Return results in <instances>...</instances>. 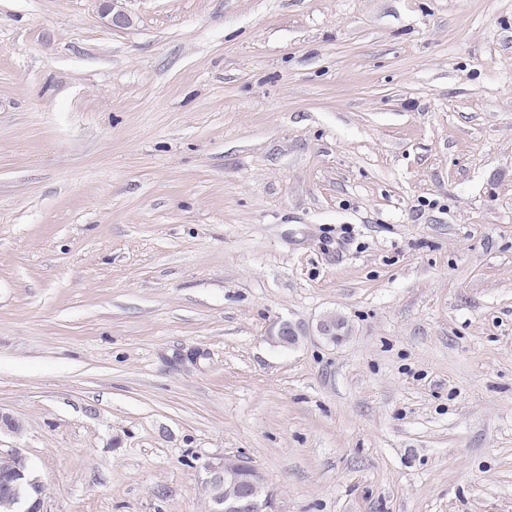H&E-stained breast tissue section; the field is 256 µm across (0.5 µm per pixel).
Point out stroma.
I'll return each mask as SVG.
<instances>
[{
	"instance_id": "stroma-1",
	"label": "stroma",
	"mask_w": 512,
	"mask_h": 512,
	"mask_svg": "<svg viewBox=\"0 0 512 512\" xmlns=\"http://www.w3.org/2000/svg\"><path fill=\"white\" fill-rule=\"evenodd\" d=\"M122 7L0 0V452L44 512H212L227 455L280 512H512V0ZM119 0H96L99 4L100 18L105 24L116 28H127L131 24V18L122 10H116ZM306 335L299 325H294L288 321L276 323L269 331L267 339L269 343L276 347L290 348L295 346L300 336Z\"/></svg>"
}]
</instances>
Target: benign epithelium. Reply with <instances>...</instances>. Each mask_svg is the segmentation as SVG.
Listing matches in <instances>:
<instances>
[{
    "instance_id": "7a95c632",
    "label": "benign epithelium",
    "mask_w": 512,
    "mask_h": 512,
    "mask_svg": "<svg viewBox=\"0 0 512 512\" xmlns=\"http://www.w3.org/2000/svg\"><path fill=\"white\" fill-rule=\"evenodd\" d=\"M103 22L111 27L127 28L131 18L116 9L118 0H96ZM344 320L335 313L324 316L316 332L334 343ZM300 326L288 321L276 323L267 339L276 347L295 346L305 335ZM204 488L215 504L214 512H277L276 493L263 473L244 456L225 457L204 465ZM46 486L26 456L14 450L0 453V512H43Z\"/></svg>"
}]
</instances>
